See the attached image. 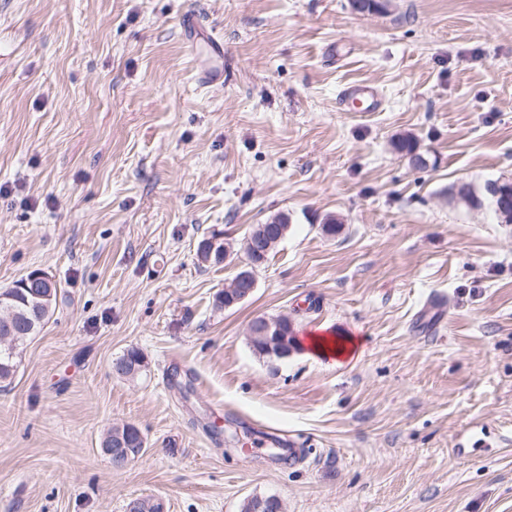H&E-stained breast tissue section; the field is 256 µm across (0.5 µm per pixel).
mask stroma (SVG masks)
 <instances>
[{
	"instance_id": "1",
	"label": "stroma",
	"mask_w": 512,
	"mask_h": 512,
	"mask_svg": "<svg viewBox=\"0 0 512 512\" xmlns=\"http://www.w3.org/2000/svg\"><path fill=\"white\" fill-rule=\"evenodd\" d=\"M192 11L223 85L196 78ZM2 48L0 288L39 268L59 296L0 384V512H512V224L450 196L512 178V0H0ZM356 81L381 111L338 105ZM281 213L254 294L215 307ZM214 234L232 264H199ZM281 315L294 352L257 355L249 323ZM321 333L360 345L338 362ZM125 422L147 450L117 471ZM144 360V354L138 348H130L113 362L112 368H121L115 372L118 377L134 378L145 369ZM130 423L122 424L121 426H112L111 429L107 431L105 436L101 441L105 442L106 445L112 444L111 448H100L101 452L108 458L110 464H120L127 465L131 463V452L129 448H125V443L119 439V441L114 442L119 437H124L127 433L131 438L132 435L128 430L130 429ZM114 442V443H112Z\"/></svg>"
}]
</instances>
